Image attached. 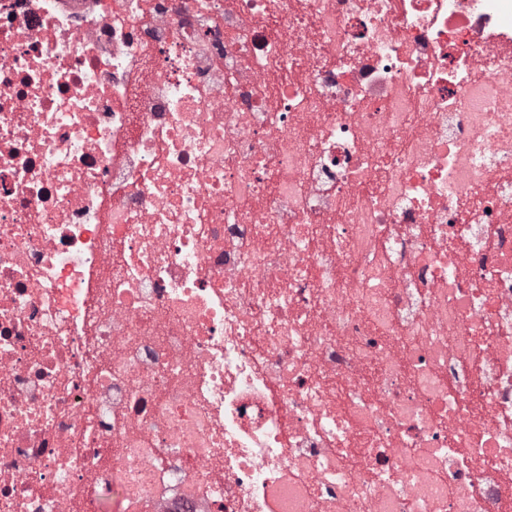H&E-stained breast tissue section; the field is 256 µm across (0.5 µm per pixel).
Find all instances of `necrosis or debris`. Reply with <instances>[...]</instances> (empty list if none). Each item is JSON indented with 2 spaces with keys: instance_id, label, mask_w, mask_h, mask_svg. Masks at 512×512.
Listing matches in <instances>:
<instances>
[{
  "instance_id": "1",
  "label": "necrosis or debris",
  "mask_w": 512,
  "mask_h": 512,
  "mask_svg": "<svg viewBox=\"0 0 512 512\" xmlns=\"http://www.w3.org/2000/svg\"><path fill=\"white\" fill-rule=\"evenodd\" d=\"M0 512H512V0H0Z\"/></svg>"
}]
</instances>
